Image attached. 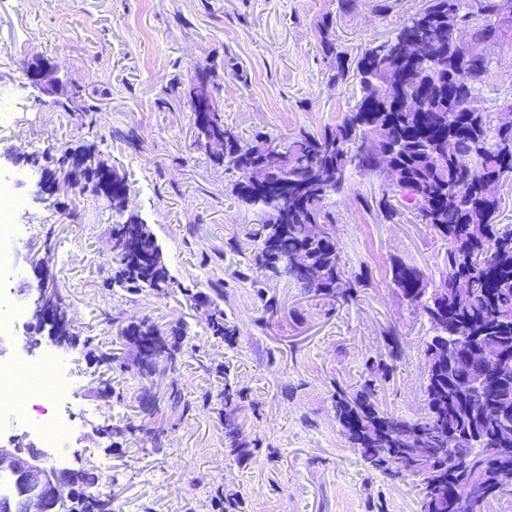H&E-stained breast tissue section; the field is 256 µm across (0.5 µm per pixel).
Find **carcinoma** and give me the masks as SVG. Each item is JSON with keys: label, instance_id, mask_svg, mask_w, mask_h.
Segmentation results:
<instances>
[{"label": "carcinoma", "instance_id": "cac0c4a2", "mask_svg": "<svg viewBox=\"0 0 512 512\" xmlns=\"http://www.w3.org/2000/svg\"><path fill=\"white\" fill-rule=\"evenodd\" d=\"M473 2L475 12L465 13L463 0H427L392 37L396 41L421 30L437 44L433 58L380 55L371 46L351 67L334 42H325L331 79L342 80L355 70L361 98L335 128L320 136L305 133L286 147L263 132L245 141L224 124L222 112L214 114L208 129L211 135L224 136L228 166L242 175L258 166L265 172L263 184L236 183L241 203L279 188L285 179L299 187L288 208L269 214L259 230L260 259L276 278H290L319 295L344 298L350 293L352 283L341 268L327 200L340 191L351 168L381 173L396 163L399 182L378 204L384 219L395 221L408 211L449 241L447 272L433 294L426 295L420 274L401 285L433 332L425 349L427 413L407 420L381 411L375 383L390 372L382 358L365 362L364 381L354 394L339 390L334 400L336 420L364 466L387 475H423L417 493L420 512H448L452 500L463 497L471 502V512H485L489 501L512 483V452H489L500 447L498 425L483 416L489 403L512 413V372L495 388L476 395L466 382L448 378V366L439 365L441 349L451 359L471 343L512 362V224L498 223L500 199L483 190L487 180L496 184L512 176L500 164L504 154H512V121L492 124L480 97L481 83L490 73L484 47L494 42L501 24H512V0ZM473 15L481 19L473 33V41L482 47L478 55L443 39L444 31ZM406 68L414 71L413 77L397 83L396 74ZM311 224L327 229L314 236ZM112 243V284L133 293L144 288L163 293L170 287L162 251L139 216L129 214L112 225ZM299 252L307 258L306 268L285 269L284 261ZM207 329L221 339L236 335L218 306ZM184 332L176 325L164 333L142 319L122 329V336L142 341L135 366L148 372L158 358L176 362ZM218 397L228 420L239 407L241 391L226 384ZM169 402L183 415L197 409L175 382ZM413 448H430L432 453L421 457L411 453ZM59 512H112V499L98 489L84 490L62 502Z\"/></svg>", "mask_w": 512, "mask_h": 512}]
</instances>
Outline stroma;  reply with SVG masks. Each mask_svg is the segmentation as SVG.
Returning a JSON list of instances; mask_svg holds the SVG:
<instances>
[{"mask_svg":"<svg viewBox=\"0 0 512 512\" xmlns=\"http://www.w3.org/2000/svg\"><path fill=\"white\" fill-rule=\"evenodd\" d=\"M425 5L390 0L380 13L375 0H356L343 13L337 0H0V52L15 54L0 68V100L20 103L25 128L20 137L0 129V154L46 161L94 152L124 175L127 209L149 224L171 279L164 295L113 285L115 213L90 193H39V169L0 157V172L21 175L22 223L37 229L15 253L19 300L32 307L26 290L45 279L74 336L64 347L45 332L20 345L28 359L68 362L80 454L67 466L96 467L117 512H219V489L236 493V512H417V477L367 470L333 400L359 385L368 358L387 357L395 337L401 359L378 391L379 406L424 415L430 324L403 297L392 268H416L436 288L448 241L410 214L385 221L377 208L384 178L350 170L328 205L345 274L358 282L352 300L268 277L255 261L256 216L235 197L238 174L197 145L182 90L207 71L225 123L246 138L262 131L286 143L303 131L323 133L360 98L356 73L331 82L324 40L358 58ZM488 52L492 76L481 97L495 121L512 105V27ZM39 61L53 68L57 98L97 105L95 128L39 100L24 74ZM266 296L276 312L265 311ZM215 303L237 329L232 338L207 329ZM144 318L164 330L185 326L177 365L152 383L133 368L116 375L119 397L104 401L95 345L132 360L121 330ZM173 380L192 401L227 384L242 391L236 422L245 456L225 452L218 411L183 415L167 405ZM146 389L159 404L150 418L139 408ZM149 429L162 431V452L147 444Z\"/></svg>","mask_w":512,"mask_h":512,"instance_id":"1","label":"stroma"}]
</instances>
